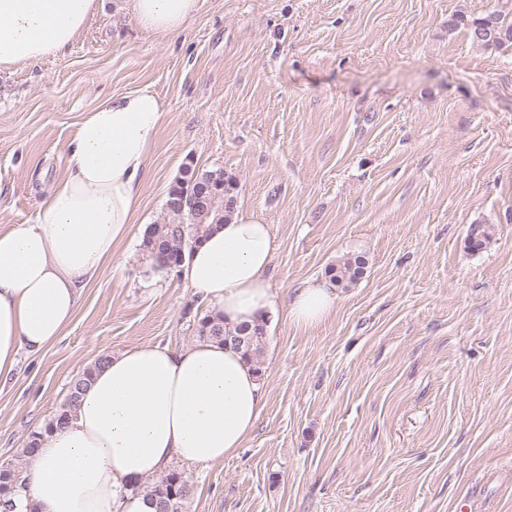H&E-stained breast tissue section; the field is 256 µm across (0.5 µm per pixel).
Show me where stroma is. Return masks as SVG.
Listing matches in <instances>:
<instances>
[{
  "instance_id": "obj_1",
  "label": "stroma",
  "mask_w": 512,
  "mask_h": 512,
  "mask_svg": "<svg viewBox=\"0 0 512 512\" xmlns=\"http://www.w3.org/2000/svg\"><path fill=\"white\" fill-rule=\"evenodd\" d=\"M491 12L512 0H200L163 36L102 0L63 53L0 72V228L34 216L101 98L166 105L133 244L0 381V463L27 464L98 357L198 341L206 305L142 258L191 166L270 224L277 313L256 427L232 458L179 464L186 512H512V49L450 24ZM353 254L365 273L332 313L290 321L293 289Z\"/></svg>"
}]
</instances>
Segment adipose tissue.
Segmentation results:
<instances>
[{
	"instance_id": "ef3b65f1",
	"label": "adipose tissue",
	"mask_w": 512,
	"mask_h": 512,
	"mask_svg": "<svg viewBox=\"0 0 512 512\" xmlns=\"http://www.w3.org/2000/svg\"><path fill=\"white\" fill-rule=\"evenodd\" d=\"M97 0H0V69L64 51ZM139 25L161 35L185 29L199 0H128ZM165 108L150 89L100 100L68 145L66 173L30 220L0 229V378L21 352L53 345L82 295L133 240L147 166ZM269 224L235 210L193 248L185 278L226 324L267 318L275 306L267 272ZM336 294L323 283L294 289L288 315L324 319ZM266 390L230 346L180 349L139 344L96 369L70 422L44 433L13 512H157L148 483L170 462L211 464L234 456L253 433Z\"/></svg>"
}]
</instances>
